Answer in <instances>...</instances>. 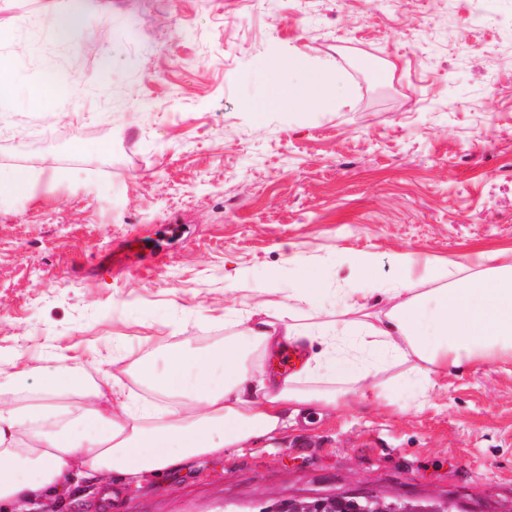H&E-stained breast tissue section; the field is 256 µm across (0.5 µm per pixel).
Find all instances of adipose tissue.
Wrapping results in <instances>:
<instances>
[{"instance_id":"1","label":"adipose tissue","mask_w":512,"mask_h":512,"mask_svg":"<svg viewBox=\"0 0 512 512\" xmlns=\"http://www.w3.org/2000/svg\"><path fill=\"white\" fill-rule=\"evenodd\" d=\"M341 81L310 76L288 95L297 105L331 111ZM287 300L274 305L280 277L269 272L251 288L263 315H237L223 343L198 347L183 340L141 358L137 375L153 396L137 401L103 371L85 385L76 367L46 371L26 394L27 371L6 372L0 391V512H33L79 480L97 484L117 475L140 483L180 469L192 458H219L225 449L273 439L289 414L315 405L358 400L380 403L391 387L383 375L402 367L411 399L424 403L442 374L487 361L512 362V265L469 272L465 263L430 267L420 281L401 276L378 289L349 281L333 289L297 255ZM345 306L344 318L300 321L327 295ZM307 350L302 367L268 379L259 363L279 345Z\"/></svg>"}]
</instances>
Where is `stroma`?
<instances>
[{"label":"stroma","instance_id":"35a3bbf8","mask_svg":"<svg viewBox=\"0 0 512 512\" xmlns=\"http://www.w3.org/2000/svg\"><path fill=\"white\" fill-rule=\"evenodd\" d=\"M0 0V173L40 179L0 199V356L37 388L55 346L147 396L135 369L163 344L223 342L225 310L299 254L329 280L372 259L444 266L478 252L512 263V0ZM301 51L337 67L329 112L270 104ZM56 89L52 113L25 99ZM110 146L96 152L98 143ZM176 236H165L170 225ZM164 234L126 268L98 261ZM369 490L512 512V364L449 373L424 408L313 407L278 437L131 487H83L40 512H259L291 497ZM83 24V14L75 6L60 10L53 18L55 34L64 42L73 41L82 29Z\"/></svg>","mask_w":512,"mask_h":512}]
</instances>
